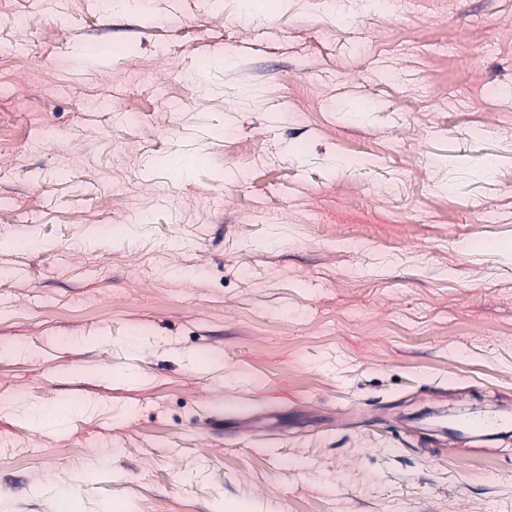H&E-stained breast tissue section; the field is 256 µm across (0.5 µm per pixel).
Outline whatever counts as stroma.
<instances>
[{"mask_svg":"<svg viewBox=\"0 0 512 512\" xmlns=\"http://www.w3.org/2000/svg\"><path fill=\"white\" fill-rule=\"evenodd\" d=\"M336 2L0 0V512H512V0ZM456 423L475 434H490L504 428L507 423L496 416L471 415L457 419Z\"/></svg>","mask_w":512,"mask_h":512,"instance_id":"stroma-1","label":"stroma"}]
</instances>
